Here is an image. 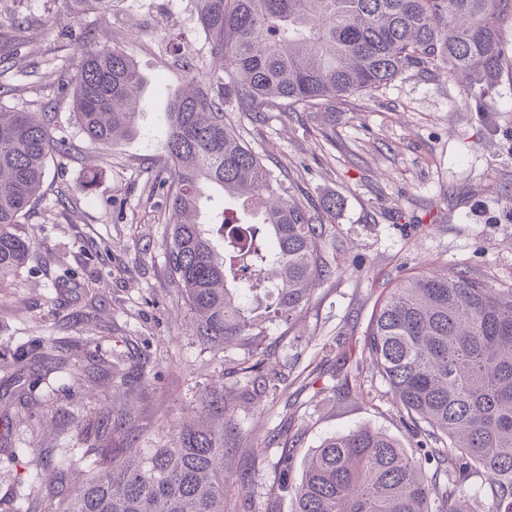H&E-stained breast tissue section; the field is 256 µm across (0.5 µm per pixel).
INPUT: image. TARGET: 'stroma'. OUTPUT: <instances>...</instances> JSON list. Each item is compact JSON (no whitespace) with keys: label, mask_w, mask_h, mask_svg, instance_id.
Masks as SVG:
<instances>
[{"label":"stroma","mask_w":512,"mask_h":512,"mask_svg":"<svg viewBox=\"0 0 512 512\" xmlns=\"http://www.w3.org/2000/svg\"><path fill=\"white\" fill-rule=\"evenodd\" d=\"M33 26L10 73L0 105L54 106L53 133L69 150L50 158L45 194L16 233L32 258L12 285L0 288V512H43L60 457L74 456L81 483L96 472L94 451L110 446L93 414L106 405L136 409L143 446L162 444L186 422L207 416L191 388H223L240 434L227 461L249 469L228 494L245 512H292L281 492L278 449L266 437L282 428L297 439L302 467L326 437L368 425L404 448L416 438L387 384L362 356L364 332L378 299L411 275L465 272L496 288H512V72L492 95L476 99L446 71H410L368 94L313 109L234 112L241 138L275 171L288 174L312 204L333 197L325 247L336 273L322 281L295 327L266 318L268 297L254 299L265 319L263 346L277 387L251 401L240 363L253 347L205 348L190 333V315L164 262L168 204L149 186L160 165L164 114L186 83L173 63L172 40L186 57L207 55L198 40L194 0H116L111 14L70 18L61 0H25ZM57 38L43 37L44 17ZM93 30L105 47L120 46L141 78L137 131L119 148L91 142L72 117L47 59L71 54L65 32ZM96 173L92 190L83 185ZM72 272L76 287L58 290ZM55 346L71 360L93 358V377L67 379L36 364ZM143 364L147 382L115 387V356ZM356 373L350 396L331 390L336 367Z\"/></svg>","instance_id":"obj_1"}]
</instances>
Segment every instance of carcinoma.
Instances as JSON below:
<instances>
[{"label": "carcinoma", "mask_w": 512, "mask_h": 512, "mask_svg": "<svg viewBox=\"0 0 512 512\" xmlns=\"http://www.w3.org/2000/svg\"><path fill=\"white\" fill-rule=\"evenodd\" d=\"M113 0H64L71 15L109 13ZM210 58L189 70L166 112L164 174L152 190L168 201L167 273L208 348L264 335L248 300L274 296L273 317L291 322L315 287L336 273L323 249L337 201L304 204L236 134L229 112H283L370 93L410 70L448 68L485 97L512 48L503 37L512 0H198ZM74 52L47 63L70 81L73 116L89 139L117 146L136 132L141 77L118 46L86 31ZM40 112L0 110V284L16 277L30 243L15 232L42 198L48 157L67 150ZM364 347L417 438L409 453L367 426L325 439L293 478L295 439L278 432L283 487L293 512H512V289L462 273L422 274L376 309ZM120 382H143L116 357ZM238 371L265 391L259 358ZM214 426L185 424L169 443L141 448L126 409L100 412L112 447L96 448L97 474L53 495L49 512H226L229 488L248 474L224 465L238 430L224 390L200 395ZM481 483L468 492L471 479Z\"/></svg>", "instance_id": "cac0c4a2"}]
</instances>
